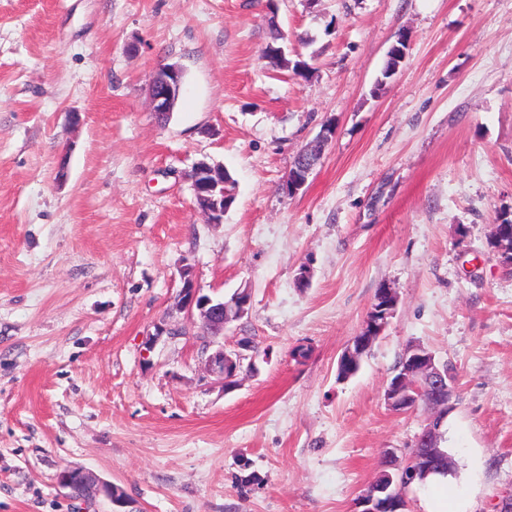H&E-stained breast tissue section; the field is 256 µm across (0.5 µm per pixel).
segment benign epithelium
I'll list each match as a JSON object with an SVG mask.
<instances>
[{"instance_id": "benign-epithelium-1", "label": "benign epithelium", "mask_w": 512, "mask_h": 512, "mask_svg": "<svg viewBox=\"0 0 512 512\" xmlns=\"http://www.w3.org/2000/svg\"><path fill=\"white\" fill-rule=\"evenodd\" d=\"M182 71L176 65H167L154 75L150 85V104L152 111L161 119L166 120L172 112L173 105L181 92ZM320 153L313 149L305 148L301 152V161L293 169L289 170L283 184V190L289 195H296L305 187L308 178L312 174ZM210 165L201 163L190 174V179L195 190L196 202L199 209L207 217L211 224H218L224 217V197H214L215 181L208 179ZM183 287L178 295L177 306L179 309L192 315L199 314L212 337L218 338L224 335V329L233 321H238L248 314L252 296L249 289L244 288L232 296L231 301H226L221 296H211L201 292L193 282L191 269L186 267L182 271ZM377 302L381 306L373 311L362 327L361 332L355 336L352 342L345 348L339 359V370L342 377L352 375L348 368L357 365L360 358L366 353L373 342L385 328L388 319L392 317L396 306V297L392 289L384 286L379 288ZM243 355L239 352H226L224 345H219L206 359L207 371L222 379L224 389L228 390L237 384V376L242 367ZM406 369L394 377L385 390L386 404L395 411L415 409L419 403L430 410L431 417L421 432L415 437V441L433 443L442 426L443 420L456 406V389L453 384H448V400H443L429 393V389L421 386L414 373L422 371L429 375L434 384H445V375L435 357L419 345L408 347L404 353ZM386 468L397 477V490L400 500L399 509L406 507L405 493L410 488V482L417 471V465L433 459L429 452L409 456L400 466L397 464L396 450L388 448L384 451ZM59 483L76 492L85 483L92 480L89 472L79 468L66 469L60 472ZM97 493L103 495L114 505H121L126 501L125 491L118 485L106 482H97ZM380 496L375 487H369L359 500L363 506L362 512H382L378 506Z\"/></svg>"}]
</instances>
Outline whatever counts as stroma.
<instances>
[{
	"label": "stroma",
	"mask_w": 512,
	"mask_h": 512,
	"mask_svg": "<svg viewBox=\"0 0 512 512\" xmlns=\"http://www.w3.org/2000/svg\"><path fill=\"white\" fill-rule=\"evenodd\" d=\"M275 28L308 77L263 58ZM167 64L184 83L164 122L149 85ZM200 161L235 181L219 224L196 205ZM504 213L512 0H0V512H108L60 486L76 467L130 512H360L383 450L408 456L429 416L384 400L412 344L456 374L451 483L467 512H497L512 495V268L489 245ZM186 267L203 293L252 292L224 331L225 350L251 342L231 390L206 370L201 318L176 308ZM382 285L395 311L338 380ZM301 161L293 169L290 168L283 190L288 195H296L301 189L305 187L308 178L312 174L317 162L320 158V153L315 152V149L305 148L301 152Z\"/></svg>",
	"instance_id": "35a3bbf8"
}]
</instances>
